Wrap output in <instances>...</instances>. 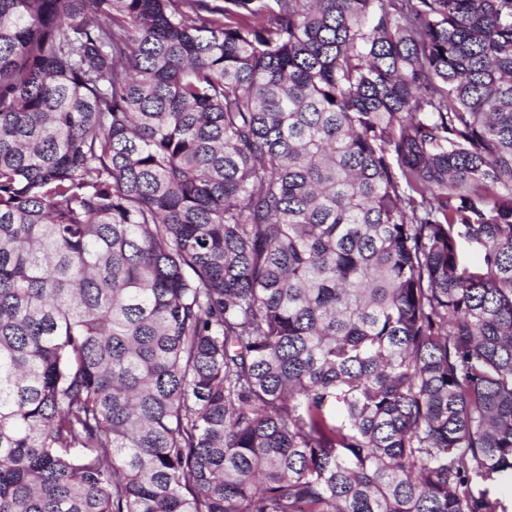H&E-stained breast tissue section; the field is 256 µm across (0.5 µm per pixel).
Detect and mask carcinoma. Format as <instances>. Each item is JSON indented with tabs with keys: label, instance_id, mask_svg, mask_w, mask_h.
Masks as SVG:
<instances>
[{
	"label": "carcinoma",
	"instance_id": "1",
	"mask_svg": "<svg viewBox=\"0 0 512 512\" xmlns=\"http://www.w3.org/2000/svg\"><path fill=\"white\" fill-rule=\"evenodd\" d=\"M495 478L512 0H0V512Z\"/></svg>",
	"mask_w": 512,
	"mask_h": 512
}]
</instances>
